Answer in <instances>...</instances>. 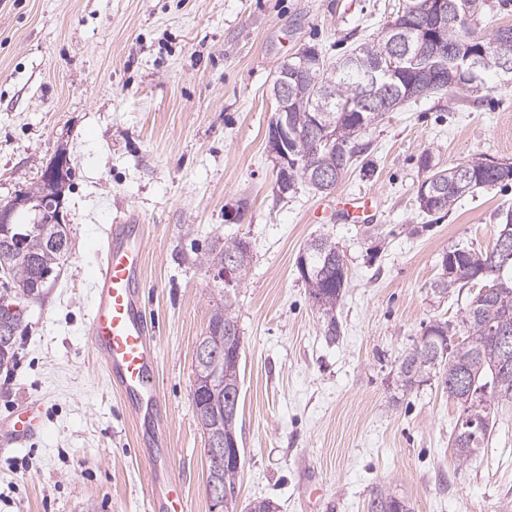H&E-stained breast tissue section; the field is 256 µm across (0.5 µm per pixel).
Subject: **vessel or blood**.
Returning a JSON list of instances; mask_svg holds the SVG:
<instances>
[{
  "instance_id": "b4317fda",
  "label": "vessel or blood",
  "mask_w": 512,
  "mask_h": 512,
  "mask_svg": "<svg viewBox=\"0 0 512 512\" xmlns=\"http://www.w3.org/2000/svg\"><path fill=\"white\" fill-rule=\"evenodd\" d=\"M373 197H357L337 204L342 221L371 215ZM147 240L134 224L112 225L103 258L94 278L90 346L110 386L121 394L127 411L151 428V464L166 455L164 417L155 386L157 347L147 320L141 290ZM41 428L40 408L27 403L14 409L0 423V434L16 443L25 442ZM147 512H182L178 484L156 479L150 486Z\"/></svg>"
}]
</instances>
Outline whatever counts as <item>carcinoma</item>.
I'll return each mask as SVG.
<instances>
[{
    "label": "carcinoma",
    "mask_w": 512,
    "mask_h": 512,
    "mask_svg": "<svg viewBox=\"0 0 512 512\" xmlns=\"http://www.w3.org/2000/svg\"><path fill=\"white\" fill-rule=\"evenodd\" d=\"M487 0H448V24L441 30L450 51L484 50L490 56L507 54L512 57V44H500L499 31L491 37L476 35L473 25ZM388 55L386 36L365 42L351 50L355 61L331 67L326 60H309L304 75L288 79L291 85L293 126L288 143L299 160L298 168L285 181L276 180L281 194L286 195L303 182L318 189L314 173L322 166H335L345 174L355 157L365 152L361 137L366 129L380 122L384 113L373 111L372 104L385 99L394 105L422 97L420 85L423 76L401 65L389 77H371V64ZM495 68L485 66L472 73L448 68L433 72L432 83L426 94L451 92L459 94L483 80ZM419 166L429 180L430 200L418 199L419 208L427 215L447 213L462 197L479 189H492L512 181V169L504 172L476 159L449 169H439L428 152L421 154ZM500 224L493 247L476 253L467 248H454L442 254L446 264L433 284L434 293L443 296L452 290L468 289L464 312L457 325L436 321L405 353L397 371L398 387L411 392L441 377L448 399L459 411L453 448L458 462L466 464L484 447L496 424L498 410L512 407V355L502 350L503 333L499 319L508 318L512 329V257L506 258L498 250L501 233H512V212L499 214ZM12 235H0V272L7 279V287L0 290V370L16 360L17 333L25 322L26 303L39 300L47 282L43 272L61 271L68 250L55 251L48 240L61 235L68 237L67 225L13 224ZM25 238L26 254L15 255L11 248L13 235ZM336 242L327 237L312 239L298 257V272L309 288L310 297L319 299L318 312L323 318V332L334 341L341 335V325L334 310L347 286L346 270L339 266ZM234 255L238 259V283L232 288H219L218 299L210 311L205 335L200 343L207 344L212 359L205 365H196L202 381L193 399L196 418L206 439L236 434L237 415L225 413V401L230 390L240 385V358L224 352V327H239L236 314L237 290L245 280L252 259L249 244L241 239L224 243L219 250L208 249L201 262L212 268ZM497 392L494 406L485 409L472 392L484 388ZM475 420L473 440L465 436L464 424ZM209 474L216 475L221 488L238 494V468L224 466V453L205 448ZM368 512H412L407 500L382 490L372 492Z\"/></svg>",
    "instance_id": "cac0c4a2"
}]
</instances>
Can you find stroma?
I'll return each instance as SVG.
<instances>
[{
    "instance_id": "1",
    "label": "stroma",
    "mask_w": 512,
    "mask_h": 512,
    "mask_svg": "<svg viewBox=\"0 0 512 512\" xmlns=\"http://www.w3.org/2000/svg\"><path fill=\"white\" fill-rule=\"evenodd\" d=\"M401 2L0 0V202L34 190L60 150L72 171L70 254L29 308L15 366L0 373V420L23 401L42 416L25 446L0 448V512H145L152 471L140 427L89 341L106 231L127 218L149 239L143 302L183 512H210L192 394L217 292L196 250L233 239L252 255L236 304L240 504L368 512L382 489L413 512H512V410L462 467L458 409L438 380L407 395L396 384L404 353L465 301L431 290L442 253L490 248L500 211L512 210L511 184L425 215L419 157L430 152L443 169L511 160L512 86L490 73L468 94L398 106L363 135L366 152L328 194L302 185L279 195L267 150L281 64L308 45L336 62L377 38ZM345 195L377 198V234L331 216ZM317 236L347 265L333 342L297 269Z\"/></svg>"
}]
</instances>
